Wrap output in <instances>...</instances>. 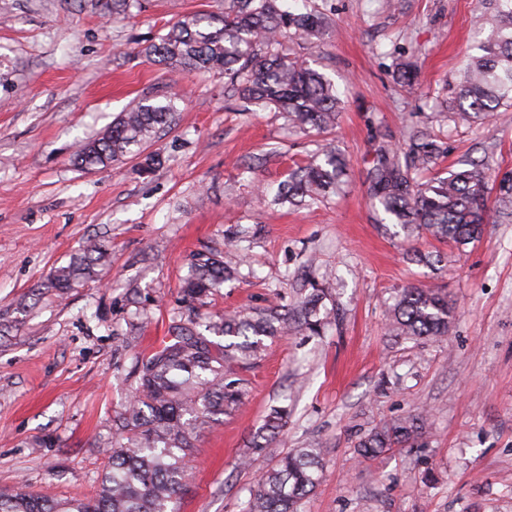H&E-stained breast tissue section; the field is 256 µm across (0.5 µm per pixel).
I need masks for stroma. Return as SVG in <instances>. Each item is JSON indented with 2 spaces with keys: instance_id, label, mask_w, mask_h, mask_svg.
I'll list each match as a JSON object with an SVG mask.
<instances>
[{
  "instance_id": "35a3bbf8",
  "label": "stroma",
  "mask_w": 512,
  "mask_h": 512,
  "mask_svg": "<svg viewBox=\"0 0 512 512\" xmlns=\"http://www.w3.org/2000/svg\"><path fill=\"white\" fill-rule=\"evenodd\" d=\"M328 27L316 43L288 37L289 57L341 94L336 125L289 130L282 113L244 111L220 72L173 71L144 53L169 24L222 14L224 0H0V491L93 497L103 447L127 396L133 355L150 351L182 310L198 255L234 251L239 273L208 311L289 306L310 284L336 320L295 331L237 370L243 406L198 425L178 512H245L257 472L237 460L271 407L293 411L279 451L320 447L323 470L304 512H512V223L459 248L426 234L384 232L364 179L378 141L404 149L412 124L443 153L431 173L470 160L512 169V111L476 121L456 87L475 53L479 0H288ZM414 62L412 90L396 66ZM178 95L151 143L152 173L129 157L87 171L81 144L140 99ZM346 161L336 195L310 207L275 203L289 173L322 144ZM110 261L66 300L45 290L51 268L86 240ZM440 255L438 269L413 251ZM421 285L455 307L446 337L406 340L387 325L399 290ZM425 413L408 448L357 463L374 427Z\"/></svg>"
}]
</instances>
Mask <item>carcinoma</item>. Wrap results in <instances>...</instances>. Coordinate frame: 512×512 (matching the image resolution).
<instances>
[{
  "mask_svg": "<svg viewBox=\"0 0 512 512\" xmlns=\"http://www.w3.org/2000/svg\"><path fill=\"white\" fill-rule=\"evenodd\" d=\"M494 13L475 20L476 48L468 57L458 105L472 118H488L501 107L512 108V0H492ZM323 17L290 12L281 0H230L224 16L196 13L169 26L159 42L145 48L172 69L220 70L237 97L258 109L288 117L302 133L322 131L336 122L339 98L329 79L292 60L281 49L285 30L318 36ZM174 97L144 98L112 124L110 132L84 144L77 163L84 169L106 167L138 155L169 126ZM441 150L422 131L410 134V150L381 144L375 149L365 187L399 232L421 229L443 242L465 246L483 235L485 226L512 217V171L496 184L494 207L488 206V167L473 161L446 177L422 183L418 171L436 163ZM345 163L333 146H323L307 165L289 173L278 191L284 203H314L336 191ZM102 246L89 240L71 262L51 271L47 288L60 297L91 278L105 258ZM237 264L226 254L200 257L194 275L182 288L187 323L171 327L170 340L135 356L128 377L129 399L112 419L108 467L92 499H58L48 494L0 493V512H176L175 503L189 481L187 462L195 447L196 428L237 411L245 393L229 378L230 366H246L261 356L266 341L295 326L320 335L335 319L324 305L325 293L314 288L296 306H272L228 314L208 325L224 337L218 344L193 328L201 308L216 289L234 277ZM453 310L447 296L432 288L408 286L391 312L395 335L405 339L448 335ZM290 409L274 407L253 434L254 453L275 447L288 423ZM427 428L422 414L399 419L371 431L355 446L362 460H373L420 438ZM323 468L322 450L294 448L274 455L251 490L246 512H301Z\"/></svg>",
  "mask_w": 512,
  "mask_h": 512,
  "instance_id": "obj_1",
  "label": "carcinoma"
}]
</instances>
